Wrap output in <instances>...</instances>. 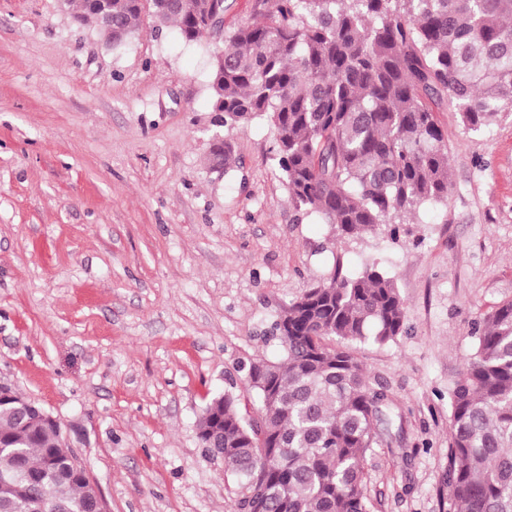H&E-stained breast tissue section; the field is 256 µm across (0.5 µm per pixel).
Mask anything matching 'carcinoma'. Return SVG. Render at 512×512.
<instances>
[{
  "mask_svg": "<svg viewBox=\"0 0 512 512\" xmlns=\"http://www.w3.org/2000/svg\"><path fill=\"white\" fill-rule=\"evenodd\" d=\"M180 40L210 29L200 0H151ZM119 46L141 0H112V17L78 0ZM264 10L224 33L210 73L227 129L267 118L296 206L343 238L403 224L448 199V147L432 105L453 104L478 131L512 108V0H260ZM405 329L394 279L376 262L332 276L290 302L275 323L281 362L239 366L259 401L246 418L231 389L196 424L206 452L240 478V512H370L363 461L390 420L387 387L350 350ZM56 427L32 429L0 407V512H89L90 484L57 451ZM449 512H512V301L476 331L451 389Z\"/></svg>",
  "mask_w": 512,
  "mask_h": 512,
  "instance_id": "obj_1",
  "label": "carcinoma"
}]
</instances>
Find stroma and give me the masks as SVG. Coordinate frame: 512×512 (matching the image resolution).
<instances>
[{
    "label": "stroma",
    "instance_id": "obj_1",
    "mask_svg": "<svg viewBox=\"0 0 512 512\" xmlns=\"http://www.w3.org/2000/svg\"><path fill=\"white\" fill-rule=\"evenodd\" d=\"M214 44L146 11L115 48L61 0H0V379L70 428L109 512H234L199 415L239 364L283 360L289 302L373 260L405 329L352 347L395 403L365 459L370 510L448 512L451 388L512 301V115L474 132L436 107L447 200L343 239L296 207L267 121L218 130Z\"/></svg>",
    "mask_w": 512,
    "mask_h": 512
}]
</instances>
